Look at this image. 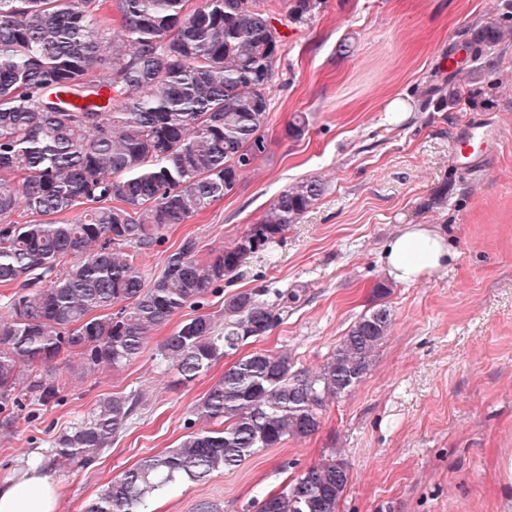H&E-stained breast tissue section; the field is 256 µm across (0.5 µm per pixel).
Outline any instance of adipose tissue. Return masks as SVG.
I'll list each match as a JSON object with an SVG mask.
<instances>
[{"instance_id":"adipose-tissue-1","label":"adipose tissue","mask_w":512,"mask_h":512,"mask_svg":"<svg viewBox=\"0 0 512 512\" xmlns=\"http://www.w3.org/2000/svg\"><path fill=\"white\" fill-rule=\"evenodd\" d=\"M455 258L447 238L430 224L407 225L382 253L388 275L408 284L446 271ZM57 499L54 482L36 466L0 480V512H57Z\"/></svg>"}]
</instances>
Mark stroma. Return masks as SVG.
Returning <instances> with one entry per match:
<instances>
[{"mask_svg":"<svg viewBox=\"0 0 512 512\" xmlns=\"http://www.w3.org/2000/svg\"><path fill=\"white\" fill-rule=\"evenodd\" d=\"M512 16V0H323L310 22L288 24L270 94L266 154L228 195L167 229L138 263L158 276L185 239L208 260L230 247L293 183L318 179L324 194L280 242L241 266L148 338L136 360L80 375L71 357L47 401L23 400L0 419V480L43 456L57 433L87 419L105 399L141 395L137 415L112 447L87 467L52 471L58 512H82L101 487L186 435L191 406L219 380L232 357L191 383L172 385L158 350L200 313L224 321L227 296L261 284L307 290L270 334L238 351H285L299 368L318 369L389 282L393 316L368 374L330 403L319 431L285 440L232 472L183 480L148 499L144 512H256L322 459L350 467L338 512H512V40L490 54L488 74L459 82L456 103L430 98L446 82L449 52L466 49L472 30ZM349 51L339 54V44ZM401 100L404 112L388 111ZM304 116L302 137L288 135ZM473 121L498 127L490 162L465 172L452 161L455 135ZM447 208L420 204L439 186ZM407 224L443 230L457 254L447 271L413 284L390 281L386 243Z\"/></svg>","mask_w":512,"mask_h":512,"instance_id":"obj_1","label":"stroma"}]
</instances>
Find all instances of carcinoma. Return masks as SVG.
Here are the masks:
<instances>
[{
  "label": "carcinoma",
  "mask_w": 512,
  "mask_h": 512,
  "mask_svg": "<svg viewBox=\"0 0 512 512\" xmlns=\"http://www.w3.org/2000/svg\"><path fill=\"white\" fill-rule=\"evenodd\" d=\"M323 0H119L117 39L105 0H0V284L15 287L0 320V413L57 393L64 356L84 374L140 356L149 333L211 288L230 284L244 259L266 252L324 192L318 179L284 190L233 246L208 261L186 239L146 281L139 251L232 192L267 150L264 134L281 34ZM512 25L473 29L472 75ZM448 103L453 78L431 88ZM75 218L60 221L80 205ZM35 219L12 220L18 209ZM361 314L315 371L286 352H256L233 363L191 409L193 429L171 450L115 476L83 512H141L155 492L184 479L233 470L285 439L315 434L330 400L367 374L392 327L381 299ZM306 296L297 286L259 285L224 301V329L209 314L183 322L160 356L188 383L252 337L265 336ZM119 307L114 314L107 313ZM139 396L101 402L88 420L51 441L38 461L88 465L112 448ZM350 477L331 456L307 468L259 512H338Z\"/></svg>",
  "instance_id": "carcinoma-1"
}]
</instances>
